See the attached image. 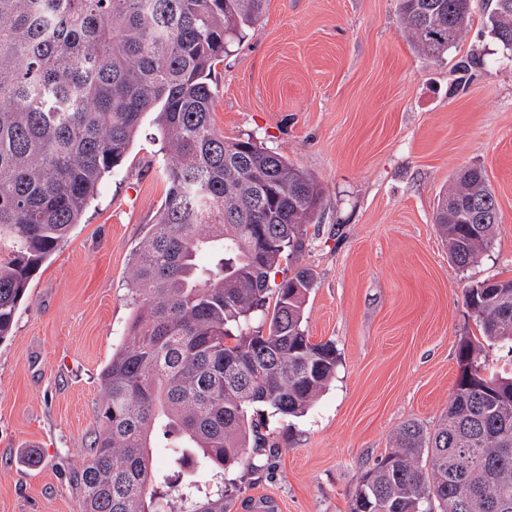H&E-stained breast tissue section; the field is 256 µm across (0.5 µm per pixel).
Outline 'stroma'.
Masks as SVG:
<instances>
[{"label":"stroma","instance_id":"obj_1","mask_svg":"<svg viewBox=\"0 0 512 512\" xmlns=\"http://www.w3.org/2000/svg\"><path fill=\"white\" fill-rule=\"evenodd\" d=\"M493 7L474 0L468 34L432 62L402 32L397 0H266L258 32L216 67V130L284 153L324 190L302 252L276 276L313 271L306 331L339 357L305 416L263 412L269 445L248 476L227 472L238 482L227 512L263 499L276 512H349L401 423H440L458 346L479 335L463 291L512 276V53L485 27ZM156 135L143 123L0 342V512H81L73 475L98 426L100 373L126 338L131 258L166 198ZM471 166L501 222L462 270L434 215Z\"/></svg>","mask_w":512,"mask_h":512}]
</instances>
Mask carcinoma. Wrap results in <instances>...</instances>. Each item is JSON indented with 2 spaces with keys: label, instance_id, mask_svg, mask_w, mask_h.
Returning <instances> with one entry per match:
<instances>
[{
  "label": "carcinoma",
  "instance_id": "1",
  "mask_svg": "<svg viewBox=\"0 0 512 512\" xmlns=\"http://www.w3.org/2000/svg\"><path fill=\"white\" fill-rule=\"evenodd\" d=\"M266 0H0V341L31 277L64 244L145 120L166 155L167 195L134 253L128 341L100 374L99 427L74 475L82 512H226L199 463L257 468L266 439L249 411L302 416L336 371L335 347L304 326L315 277L269 279L304 246L323 191L284 155L213 127L212 73L258 31ZM403 32L439 61L469 32L473 0H398ZM486 28L512 51V0ZM434 223L451 262L476 263L500 223L485 171H458ZM483 341L512 354V277L464 290ZM480 343L458 348L442 422L402 423L359 477L349 512H512V374L486 373ZM171 473L155 470L154 432Z\"/></svg>",
  "mask_w": 512,
  "mask_h": 512
}]
</instances>
